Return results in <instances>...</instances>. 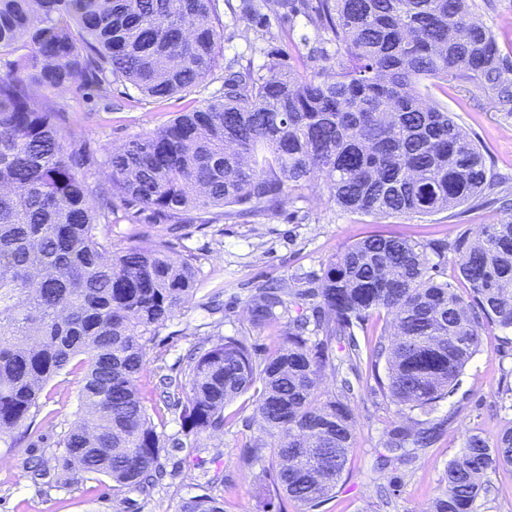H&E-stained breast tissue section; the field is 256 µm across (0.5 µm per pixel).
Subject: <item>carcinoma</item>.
I'll list each match as a JSON object with an SVG mask.
<instances>
[{"mask_svg":"<svg viewBox=\"0 0 512 512\" xmlns=\"http://www.w3.org/2000/svg\"><path fill=\"white\" fill-rule=\"evenodd\" d=\"M475 0H317L315 15L336 43V73L301 74L280 59L224 77L220 96L128 140L109 158L112 194L79 175L81 133L36 87L103 88L127 83L162 99L218 67L217 0H0V434L33 421L45 386L79 377L80 416L57 442L63 453L49 488L89 479L149 496L163 476L161 453L185 447L157 432L149 411L181 408L184 437L224 432V406L255 391L267 448L244 445L250 466L270 462L266 504L290 500L313 512L342 481L355 432L350 398L365 332L375 312L391 331L369 352L382 396L423 412L444 400L492 323L512 331V219L451 243L373 233L350 243L319 278L285 291L266 286L248 308L256 328L284 338L262 357L222 336L190 358L181 377L164 373L147 345L196 289V271L170 242H112L117 207L132 222L211 224L232 206L277 212L292 192L323 179L345 211L429 216L492 197L482 149L449 113L423 102L422 80L468 83L512 115V50L473 19ZM298 11L294 0H240L263 22ZM456 254L458 277L442 279L428 252ZM470 303H465L460 286ZM310 305L311 315L303 313ZM347 342L334 358L331 344ZM385 362V372L379 371ZM331 366L337 392L317 380ZM436 427L399 428L380 470L431 446ZM512 468V427L491 442L467 436L448 462L429 512H474L487 474ZM180 512H224V496L184 500Z\"/></svg>","mask_w":512,"mask_h":512,"instance_id":"1","label":"carcinoma"}]
</instances>
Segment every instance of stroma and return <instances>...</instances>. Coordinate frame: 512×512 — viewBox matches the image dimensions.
Segmentation results:
<instances>
[{"label": "stroma", "instance_id": "1", "mask_svg": "<svg viewBox=\"0 0 512 512\" xmlns=\"http://www.w3.org/2000/svg\"><path fill=\"white\" fill-rule=\"evenodd\" d=\"M217 12L223 56L191 91L156 100L127 84L112 85L104 92L44 90V97L57 101L84 132L86 172L92 184L109 186L107 159L131 137L154 131L218 96L228 68H260L275 50L299 70L335 64L330 33L307 14L300 12L263 27L232 17L225 0H219ZM418 89L423 100L451 112L484 146L500 190L512 196V117L496 112L488 95L469 93L455 82L437 86L424 80ZM510 214L512 205L474 202L424 218L350 213L334 203L320 181L293 193L274 215L243 214L191 224L175 238L166 225L134 224L122 218L112 227V240L119 244L130 236L170 238L172 257L189 259L196 270L193 297L154 338L166 348L168 374L179 376L190 353L210 347L220 335L246 338L259 349L274 346L270 330L249 322L248 305L262 283L293 288L298 278L321 276L346 245L378 230L446 243L463 232L478 235L483 225L499 223ZM481 340L480 351L464 368L455 391L427 415L383 398L370 367L361 365L351 400L355 446L335 497L317 512H428L445 469L463 448L466 436L478 431L493 439L512 427V396L504 394L506 386H512V332L488 325ZM79 389L76 376L60 374L45 387L43 407L27 434H0V512H157L161 506L178 512L182 501L204 492L223 496L225 512H264L262 493L273 472L258 465L246 467L241 455L250 440L260 438L270 445L274 439L265 434L249 393L225 407L230 422L223 433L188 436L185 448L163 454L166 476L150 497L130 490L106 496L93 480L69 490L37 492L25 463L40 458L47 469L56 467L60 451L55 443L77 418ZM423 420L437 426L436 441L420 449L412 463L376 472L375 459L384 452L391 430ZM389 485L394 488L393 503L379 508V492Z\"/></svg>", "mask_w": 512, "mask_h": 512}]
</instances>
